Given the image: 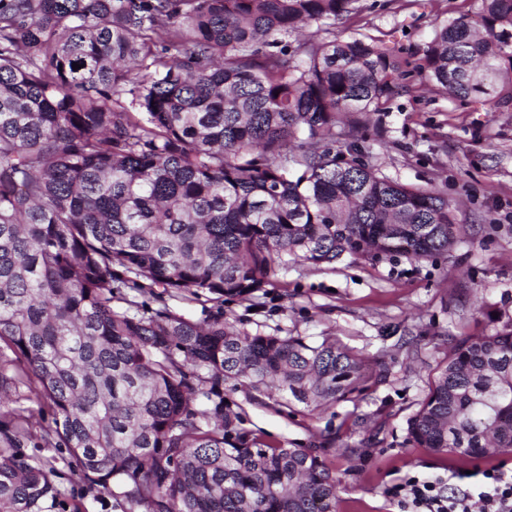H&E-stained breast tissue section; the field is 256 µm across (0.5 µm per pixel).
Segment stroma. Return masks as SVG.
Instances as JSON below:
<instances>
[{
  "mask_svg": "<svg viewBox=\"0 0 512 512\" xmlns=\"http://www.w3.org/2000/svg\"><path fill=\"white\" fill-rule=\"evenodd\" d=\"M364 9L336 25L345 37L368 32L400 55L420 57L439 21L475 12L476 0H361ZM382 119L384 133L363 149L382 172L413 186L448 193L457 221L473 240L432 261L402 256L352 260L314 268L301 262L277 269L266 288L248 299L216 304L151 288L114 291L113 306L135 301L140 310L168 307L201 320L223 312L234 331L251 335L336 337L368 365L386 364L385 380L359 398L313 410L287 406L247 386L225 385L224 398L262 441L286 448L330 446L324 461L339 479L337 512H399L387 497L405 474L441 475L512 464V452L491 458L435 454L409 444L407 420L417 410L431 372L452 337L492 332L491 317L512 311V105L497 110L464 104L418 76ZM50 460L66 512H116L109 495L88 489L72 472L63 448H37Z\"/></svg>",
  "mask_w": 512,
  "mask_h": 512,
  "instance_id": "obj_1",
  "label": "stroma"
}]
</instances>
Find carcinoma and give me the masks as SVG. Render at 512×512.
I'll list each match as a JSON object with an SVG mask.
<instances>
[{
  "mask_svg": "<svg viewBox=\"0 0 512 512\" xmlns=\"http://www.w3.org/2000/svg\"><path fill=\"white\" fill-rule=\"evenodd\" d=\"M439 22L410 61L336 36L359 0H0V512H46L64 448L128 512H336L316 448L261 445L224 382L314 409L386 378L325 338L241 334L218 313L112 306L115 288L247 297L283 257L435 259L464 241L448 194L361 143L424 85L512 103V0ZM310 32L293 51L281 45ZM81 68L73 69V64ZM457 336L407 423L436 454L512 451V314ZM25 386L53 427L3 404Z\"/></svg>",
  "mask_w": 512,
  "mask_h": 512,
  "instance_id": "1",
  "label": "carcinoma"
}]
</instances>
